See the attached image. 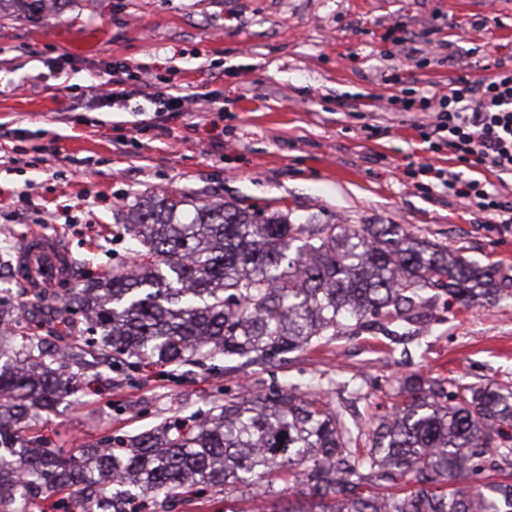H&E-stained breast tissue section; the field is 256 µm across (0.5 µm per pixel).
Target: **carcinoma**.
<instances>
[{
    "label": "carcinoma",
    "mask_w": 512,
    "mask_h": 512,
    "mask_svg": "<svg viewBox=\"0 0 512 512\" xmlns=\"http://www.w3.org/2000/svg\"><path fill=\"white\" fill-rule=\"evenodd\" d=\"M135 261L52 291L67 330H29L0 289V512H32L69 491L65 512H130L241 484L307 489L311 508L286 512H512V388L412 376L404 400L364 424L326 399L321 379L268 399L214 400L206 417L78 453L47 451L31 433L42 414L78 403L81 377L159 360L220 369L230 358H273L357 336L370 319L423 323L435 291L468 307L495 300L512 277L400 224H303L248 207L147 198L115 224ZM450 387H445V384ZM459 480L465 488H448Z\"/></svg>",
    "instance_id": "cac0c4a2"
}]
</instances>
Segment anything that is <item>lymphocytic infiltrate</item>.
I'll return each mask as SVG.
<instances>
[{
    "label": "lymphocytic infiltrate",
    "instance_id": "f902f5d3",
    "mask_svg": "<svg viewBox=\"0 0 512 512\" xmlns=\"http://www.w3.org/2000/svg\"><path fill=\"white\" fill-rule=\"evenodd\" d=\"M495 72L487 78L459 74L448 79V90L436 103L427 98L391 96V104L403 111L420 109L428 115L427 127L448 158L459 166L442 185L449 195L488 224H512V201L488 180L471 177L474 169L494 175H512V67L495 61ZM109 99L115 105L139 97L154 112L183 111L187 100L180 91L162 92L145 79H133L128 63H113Z\"/></svg>",
    "mask_w": 512,
    "mask_h": 512
}]
</instances>
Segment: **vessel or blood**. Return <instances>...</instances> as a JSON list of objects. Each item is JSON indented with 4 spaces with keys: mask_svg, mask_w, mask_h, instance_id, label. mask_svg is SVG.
<instances>
[{
    "mask_svg": "<svg viewBox=\"0 0 512 512\" xmlns=\"http://www.w3.org/2000/svg\"><path fill=\"white\" fill-rule=\"evenodd\" d=\"M17 277L32 290L48 288L65 276L64 258L51 238L28 237L18 252Z\"/></svg>",
    "mask_w": 512,
    "mask_h": 512,
    "instance_id": "obj_1",
    "label": "vessel or blood"
}]
</instances>
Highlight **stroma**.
Instances as JSON below:
<instances>
[{
    "mask_svg": "<svg viewBox=\"0 0 512 512\" xmlns=\"http://www.w3.org/2000/svg\"><path fill=\"white\" fill-rule=\"evenodd\" d=\"M438 43L411 59L398 36ZM488 56H473V45ZM512 64V0H58L41 14L0 0V254L34 232L68 240L86 270L112 267V212L146 195L289 211L311 224H400L512 275V224H483L435 188L424 163L451 169L412 113L389 105L443 94L449 72L483 76L486 57ZM115 60L158 86L196 94L141 156L117 150L148 102L105 105ZM220 97V109L203 102ZM161 366L134 379H87L80 402L33 425L50 449L204 415L212 400L275 395L319 376L346 418L383 414L403 376L512 386V288L463 308L440 295L433 317L391 334L358 336L267 362L194 368L174 382ZM306 506L308 496L242 486L224 512Z\"/></svg>",
    "mask_w": 512,
    "mask_h": 512,
    "instance_id": "1",
    "label": "stroma"
}]
</instances>
